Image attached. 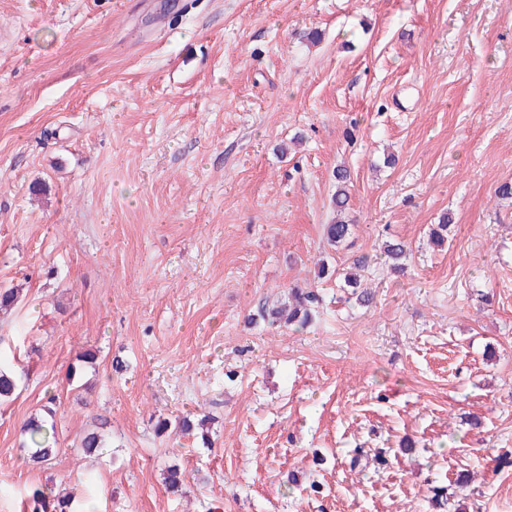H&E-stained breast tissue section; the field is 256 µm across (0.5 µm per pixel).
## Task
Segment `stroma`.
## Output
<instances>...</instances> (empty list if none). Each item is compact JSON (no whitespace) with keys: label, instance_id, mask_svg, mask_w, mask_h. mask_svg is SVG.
<instances>
[{"label":"stroma","instance_id":"obj_1","mask_svg":"<svg viewBox=\"0 0 512 512\" xmlns=\"http://www.w3.org/2000/svg\"><path fill=\"white\" fill-rule=\"evenodd\" d=\"M505 183L512 0H0V512L50 481L78 512H512ZM359 257L367 307L314 275ZM294 286L311 326L246 325ZM50 400L33 470L20 425ZM198 412L211 446L154 430ZM333 179L336 185V191L333 195V205L337 212L340 214L345 213L348 209L349 203V188L350 172L343 167L336 168L333 171ZM352 224L349 220L338 219L333 220L330 224L325 225V238L331 248H345L351 236ZM383 253L390 264L391 270L403 272L409 257V249L405 242L399 239H391L385 242ZM108 422L106 420H101V422L96 427L97 430L88 432L80 442V448H82L83 453L86 456H91L98 454L103 448L106 447V433L105 429L107 428Z\"/></svg>","mask_w":512,"mask_h":512}]
</instances>
